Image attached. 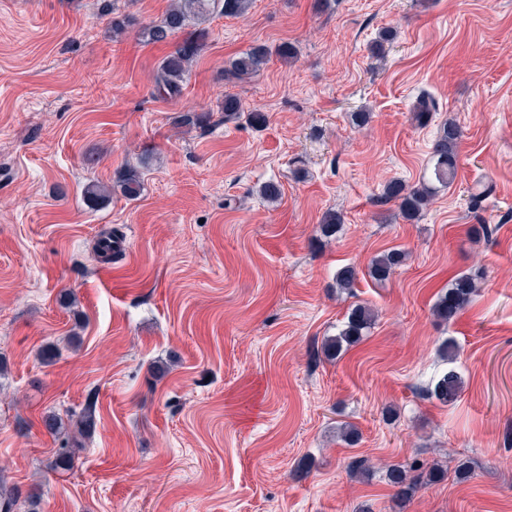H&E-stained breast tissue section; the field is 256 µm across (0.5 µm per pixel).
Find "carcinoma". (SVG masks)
I'll return each instance as SVG.
<instances>
[{
  "label": "carcinoma",
  "mask_w": 512,
  "mask_h": 512,
  "mask_svg": "<svg viewBox=\"0 0 512 512\" xmlns=\"http://www.w3.org/2000/svg\"><path fill=\"white\" fill-rule=\"evenodd\" d=\"M253 0H172L164 18L150 26L144 32L147 41L164 43L172 40L177 34L204 22L215 5H221L226 17H242L252 5ZM201 49L199 41L186 38L167 54L158 67L155 88L159 95L174 98L180 95L183 83L188 76L195 58ZM294 55V47L283 43L272 49L266 45L252 47L229 62L224 69V80L244 82L250 80L268 65L276 56L287 60ZM436 104L428 96H422L413 106L415 121L423 124L428 121L430 113L435 111ZM461 130L453 121L443 123L433 149V166L430 178L415 187L401 182H391L385 188L382 199L384 202L396 201L403 217L408 221L415 220L423 208L434 198L438 189L448 187L455 179L457 171L458 144ZM120 193L127 200L138 199L143 192V181L140 174L129 169L118 179ZM110 189L99 183H90L85 188L86 202L94 207L108 197ZM342 224V217L334 211H328L319 225L321 234L330 237ZM407 253L402 250H389L372 258L369 274L377 281H384L394 273L396 268L406 261ZM478 288L477 278L469 274L456 276L448 285V289L439 296L433 306V314L440 320H453L470 302ZM375 322L374 309L366 304H356L350 308L336 335L327 338L322 346L327 357H338L350 346L358 343L365 330ZM442 368L430 380L428 395L444 405L455 402L463 388V378L457 370L458 347L454 339L448 338L439 346ZM78 434L83 436L95 424L94 397H89L79 420L76 421ZM386 478L396 488L395 497L406 500L417 486L431 484L443 479L442 473L436 468L420 472L416 476L408 474V470L400 465H391L386 470ZM18 493L15 489H7L0 483V512H13L17 504Z\"/></svg>",
  "instance_id": "carcinoma-1"
}]
</instances>
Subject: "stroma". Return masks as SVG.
<instances>
[{"mask_svg":"<svg viewBox=\"0 0 512 512\" xmlns=\"http://www.w3.org/2000/svg\"><path fill=\"white\" fill-rule=\"evenodd\" d=\"M170 3L0 0V480L39 487L40 512H512V0H254L196 26L201 51L166 99L154 77L170 48L142 33ZM282 43L289 62L225 84L232 58ZM228 94L265 125L225 120ZM424 95L437 110L420 126ZM449 119L456 177L406 221L380 198L428 176ZM130 167L135 201L114 189ZM91 182L114 189L94 208ZM330 210L343 224L324 238ZM104 234L120 241L108 261ZM392 248L407 261L373 280ZM461 273L479 288L441 322L432 308ZM358 303L375 325L325 358ZM450 337L464 387L444 406L424 389ZM91 394L74 468L51 470L43 417H77ZM346 423L356 445L337 436ZM414 459L446 475L395 499L386 469ZM406 258L407 253L402 250H389L378 254L370 262L369 274L376 281H384L405 263Z\"/></svg>","mask_w":512,"mask_h":512,"instance_id":"35a3bbf8","label":"stroma"}]
</instances>
